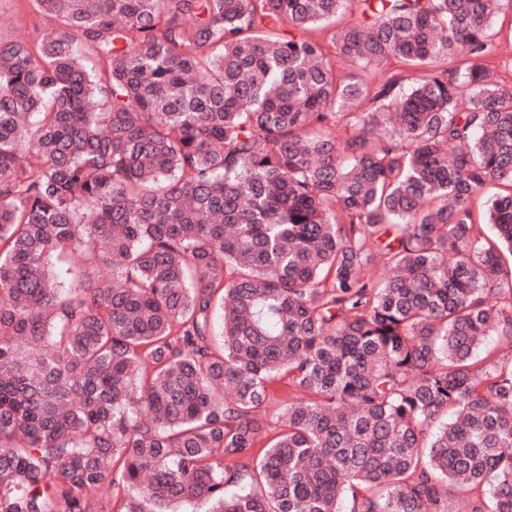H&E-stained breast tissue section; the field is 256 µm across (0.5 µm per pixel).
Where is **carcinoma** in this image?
Returning <instances> with one entry per match:
<instances>
[{
	"mask_svg": "<svg viewBox=\"0 0 512 512\" xmlns=\"http://www.w3.org/2000/svg\"><path fill=\"white\" fill-rule=\"evenodd\" d=\"M23 2L0 512H512V0ZM511 37L510 12L507 6L497 17L494 24L493 50L485 59V63L494 69L501 85L512 88V49H505ZM502 46V49L498 47Z\"/></svg>",
	"mask_w": 512,
	"mask_h": 512,
	"instance_id": "carcinoma-1",
	"label": "carcinoma"
}]
</instances>
